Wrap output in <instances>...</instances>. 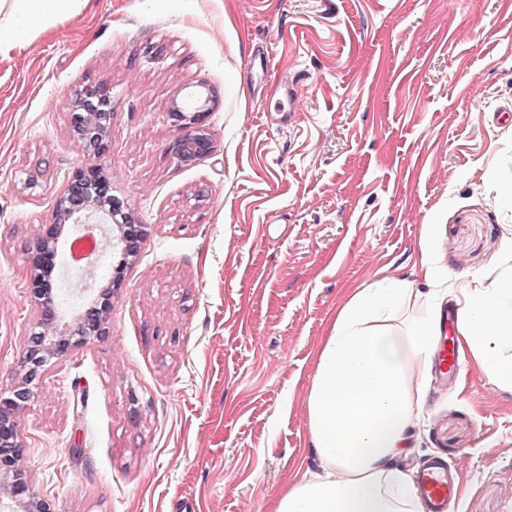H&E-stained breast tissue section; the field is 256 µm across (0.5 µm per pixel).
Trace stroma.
<instances>
[{"label": "stroma", "instance_id": "35a3bbf8", "mask_svg": "<svg viewBox=\"0 0 512 512\" xmlns=\"http://www.w3.org/2000/svg\"><path fill=\"white\" fill-rule=\"evenodd\" d=\"M269 56L265 82L251 74ZM301 110L266 121L272 85ZM112 89L103 173L144 224L112 332L45 366L23 468L54 512H267L315 467L305 398L340 307L421 262L512 279V0H90L0 62V391L20 381L29 248L88 163L70 93ZM207 84L213 152H170ZM406 467L458 468L452 512H512V391L461 361Z\"/></svg>", "mask_w": 512, "mask_h": 512}]
</instances>
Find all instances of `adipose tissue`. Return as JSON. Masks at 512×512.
Here are the masks:
<instances>
[{
  "instance_id": "adipose-tissue-1",
  "label": "adipose tissue",
  "mask_w": 512,
  "mask_h": 512,
  "mask_svg": "<svg viewBox=\"0 0 512 512\" xmlns=\"http://www.w3.org/2000/svg\"><path fill=\"white\" fill-rule=\"evenodd\" d=\"M89 0H0V61L30 36ZM414 289L361 288L336 314L317 351L306 396L307 422L320 468L307 470L273 497L270 512H419L414 479L396 466L413 453L427 371L445 306H452L459 349L499 389L512 390V283L475 277L449 287L447 303L409 335L392 325Z\"/></svg>"
}]
</instances>
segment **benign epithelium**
<instances>
[{"instance_id":"7a95c632","label":"benign epithelium","mask_w":512,"mask_h":512,"mask_svg":"<svg viewBox=\"0 0 512 512\" xmlns=\"http://www.w3.org/2000/svg\"><path fill=\"white\" fill-rule=\"evenodd\" d=\"M218 103L217 96L204 88L197 92L190 108L175 105L171 109L179 135L170 149L182 164L192 165L213 151V138L205 119ZM70 127L80 142L93 146L92 153L88 154L91 163L78 170L57 196L52 222L42 225L41 233L30 248L33 269L54 265L62 224H77L84 232L92 233L119 212V204L112 200L109 182L99 164L112 146V96L107 85L98 83L74 93ZM142 229L143 225L135 223L130 216L118 225L112 247L119 260L113 266L109 283L119 285L124 270L137 258ZM26 286L36 305L31 331L35 340L23 357L27 368L25 377L9 391L0 393V512H53L50 502L39 496L29 480L14 468V461L22 459L25 451L20 414L33 396L31 383L51 360H58L94 339L109 335L112 289L101 294L96 314L84 313L67 319L46 280L32 271L26 278Z\"/></svg>"}]
</instances>
